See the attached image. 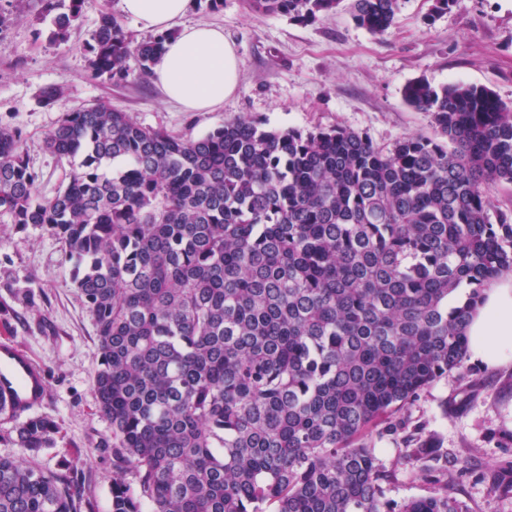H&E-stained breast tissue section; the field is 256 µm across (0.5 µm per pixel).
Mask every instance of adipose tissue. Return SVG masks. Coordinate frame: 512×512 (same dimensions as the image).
<instances>
[{
	"mask_svg": "<svg viewBox=\"0 0 512 512\" xmlns=\"http://www.w3.org/2000/svg\"><path fill=\"white\" fill-rule=\"evenodd\" d=\"M191 0H120L143 29L167 34L154 66L164 97L185 110L210 112L238 85L241 60L223 27L184 24ZM470 355L487 366L512 362V277L493 281L468 330Z\"/></svg>",
	"mask_w": 512,
	"mask_h": 512,
	"instance_id": "1",
	"label": "adipose tissue"
}]
</instances>
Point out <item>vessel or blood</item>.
Masks as SVG:
<instances>
[{"label":"vessel or blood","mask_w":512,"mask_h":512,"mask_svg":"<svg viewBox=\"0 0 512 512\" xmlns=\"http://www.w3.org/2000/svg\"><path fill=\"white\" fill-rule=\"evenodd\" d=\"M46 377L25 348L0 342V417L16 419L42 407Z\"/></svg>","instance_id":"vessel-or-blood-1"}]
</instances>
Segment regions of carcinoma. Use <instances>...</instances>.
<instances>
[{
    "label": "carcinoma",
    "instance_id": "carcinoma-1",
    "mask_svg": "<svg viewBox=\"0 0 512 512\" xmlns=\"http://www.w3.org/2000/svg\"><path fill=\"white\" fill-rule=\"evenodd\" d=\"M341 0H250L307 22ZM86 0L50 39L68 42ZM399 0H352L373 34ZM167 36L133 43L100 11L97 76L147 74ZM406 100L442 139L392 147L343 127L267 129L239 117L197 137L93 103L45 149L77 167L38 190L21 132L0 126V217L62 242L100 361L93 394L112 427L110 512H470L434 474L423 426L400 417L469 357L490 282L512 272V106L484 87L419 81ZM428 484L397 501L372 437ZM0 456V512H81L74 469L38 462L58 426L15 428ZM512 491V461L494 478ZM404 435V433H399L395 436H385L382 439L374 436L373 441L376 455L386 469H391V464L397 455V447L403 448L402 440Z\"/></svg>",
    "mask_w": 512,
    "mask_h": 512
}]
</instances>
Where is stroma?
I'll use <instances>...</instances> for the list:
<instances>
[{
    "mask_svg": "<svg viewBox=\"0 0 512 512\" xmlns=\"http://www.w3.org/2000/svg\"><path fill=\"white\" fill-rule=\"evenodd\" d=\"M394 26L374 34L355 24L347 5L299 23L252 12L248 0H224L211 12L193 0L185 24L222 26L241 60L235 93L211 112H188L167 101L153 75L116 82L94 76L86 43L100 10L118 16L134 41L152 38L122 16L120 0H87L67 43L51 41V14L38 0H0V125L21 131L38 188L47 195L73 170L43 147L67 112L103 102L136 122L174 135L198 137L248 116L266 128L341 126L388 147L412 133L438 132L430 113L410 106L407 85L425 80L488 88L512 106V0H459L432 15L434 0H399ZM51 85L64 92L39 99ZM63 244L37 226L0 221V331L25 347L45 372L46 414L59 426L39 455L48 470L73 464L86 478L83 512H109L112 452L100 443L112 430L96 407L93 376L99 353L93 319L71 283ZM27 288L31 302L18 300ZM435 440L433 465L457 479L470 512H512V494L492 491L499 464L512 460V363L490 368L466 361L410 407Z\"/></svg>",
    "mask_w": 512,
    "mask_h": 512,
    "instance_id": "obj_1",
    "label": "stroma"
}]
</instances>
